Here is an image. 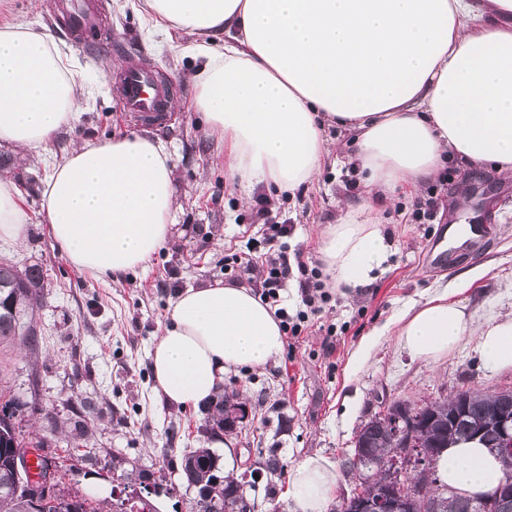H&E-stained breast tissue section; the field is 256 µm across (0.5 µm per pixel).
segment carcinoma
<instances>
[{"instance_id": "obj_1", "label": "carcinoma", "mask_w": 512, "mask_h": 512, "mask_svg": "<svg viewBox=\"0 0 512 512\" xmlns=\"http://www.w3.org/2000/svg\"><path fill=\"white\" fill-rule=\"evenodd\" d=\"M44 272L34 263L22 269L11 262L0 261V345L19 336L33 352L40 346L41 336L32 321L24 320L40 305L44 292ZM463 412L456 413L452 399H440L424 409L419 422L422 448L415 452V463L436 470L438 454L445 448L474 438V430H483L478 442L485 447H498L499 434L493 424L495 416L512 418V395L493 397L471 389L457 393ZM28 403L6 396L0 389V512H99L88 500L77 495L55 493L39 495L23 485V477L13 469L18 451L26 447L20 439L18 419ZM400 412L399 404H391L386 413L376 414L358 431L354 447L362 449L359 460L347 459L345 465L356 479L355 496H370L377 487L375 476L385 465L391 449L396 447L390 421ZM182 470L189 484L205 493L209 507L204 512H237L238 482L228 481L216 470L215 458L208 448H197L184 455ZM141 495L134 492L126 498L112 500V512H134L141 505ZM432 512H484L482 498H468L452 490L436 491Z\"/></svg>"}]
</instances>
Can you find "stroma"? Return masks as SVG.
Instances as JSON below:
<instances>
[{
	"instance_id": "stroma-1",
	"label": "stroma",
	"mask_w": 512,
	"mask_h": 512,
	"mask_svg": "<svg viewBox=\"0 0 512 512\" xmlns=\"http://www.w3.org/2000/svg\"><path fill=\"white\" fill-rule=\"evenodd\" d=\"M50 2L8 0L0 22L49 29L88 95L75 129L62 131L45 157L0 147L27 215L22 241L0 236V260L21 268L38 263L47 274L44 304L34 317L43 344L32 356L18 342L0 349L7 364L0 383L30 402L19 429L26 439L39 433L43 455L61 463V491L98 499L101 512H110L111 495L96 489H108L120 475L133 486L158 484V493L148 497L152 512H191L196 491L182 472L183 454L206 446L220 456L224 449L206 430L204 407H170L156 397L150 351L178 289L223 279L225 249L245 250L253 208L226 184L223 166L214 162L224 145L203 135L202 118L192 108L190 62L177 52L190 35L169 40L148 33L143 0H105L98 26L73 36L61 18L50 17ZM132 61L164 74L170 84L166 126L140 125L124 112L118 75ZM134 133L158 138L171 151L179 202L175 242L124 279H95L69 261L43 220L48 164L63 159L75 138ZM447 168L451 181L436 188L434 223L412 222L414 201L402 195L383 210L386 261L369 285L336 289L324 310V322L349 327L333 354H326L315 330L295 358L282 355L263 370L225 374V393L249 409L232 437L243 470L258 474L247 489L253 512H289L291 466L311 455L344 465L361 425L391 401L417 404L461 389H512V370H487L474 336H464L432 364L383 330L476 266L480 274L469 277L458 296L474 321L512 313V173L478 165L464 171L452 161ZM364 193L352 166L326 160L311 182L280 203L294 226L289 248L317 253L323 228L339 216V202L358 205ZM451 224L476 226L477 233L468 245H456L442 233ZM433 245L448 250L447 262H429ZM173 280L178 288H170ZM370 335L376 338L370 356L358 361L357 350ZM76 438L81 447H70Z\"/></svg>"
}]
</instances>
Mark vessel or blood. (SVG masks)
<instances>
[{"instance_id": "b4317fda", "label": "vessel or blood", "mask_w": 512, "mask_h": 512, "mask_svg": "<svg viewBox=\"0 0 512 512\" xmlns=\"http://www.w3.org/2000/svg\"><path fill=\"white\" fill-rule=\"evenodd\" d=\"M58 7L76 29L89 26L94 19L93 13L85 9L84 0H60ZM121 82L125 111L150 124L164 120L169 92L151 68L129 65L121 75Z\"/></svg>"}]
</instances>
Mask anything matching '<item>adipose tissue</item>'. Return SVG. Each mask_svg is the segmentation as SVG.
Masks as SVG:
<instances>
[{
	"mask_svg": "<svg viewBox=\"0 0 512 512\" xmlns=\"http://www.w3.org/2000/svg\"><path fill=\"white\" fill-rule=\"evenodd\" d=\"M149 30L194 34V111L228 146L224 173L241 202L309 183L335 150L333 124L352 136L365 196L320 237L333 287L370 283L387 258L379 203L413 196L446 160L512 171V28L494 18L512 0H144ZM82 91L48 30L0 24V144L48 149L73 127ZM178 207L167 145L130 135L76 140L45 181L43 218L60 250L96 278L120 279L173 243ZM27 216L0 176V235L21 238ZM451 294L397 320L399 344L438 361L476 328L488 368L512 369V315L473 325ZM151 351L154 391L176 407L205 404L226 372L264 368L284 348L274 308L243 284L202 283L167 308ZM442 484L471 497L492 490L500 459L476 443L448 448ZM335 464L313 455L288 474L290 512H327Z\"/></svg>",
	"mask_w": 512,
	"mask_h": 512,
	"instance_id": "ef3b65f1",
	"label": "adipose tissue"
}]
</instances>
